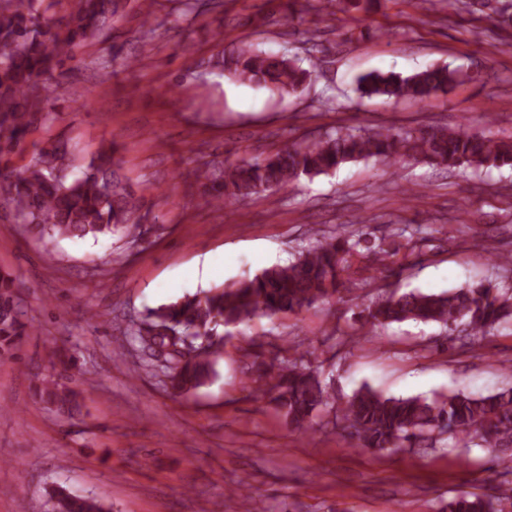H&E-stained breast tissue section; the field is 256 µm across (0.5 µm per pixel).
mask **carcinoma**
I'll use <instances>...</instances> for the list:
<instances>
[{
    "label": "carcinoma",
    "mask_w": 512,
    "mask_h": 512,
    "mask_svg": "<svg viewBox=\"0 0 512 512\" xmlns=\"http://www.w3.org/2000/svg\"><path fill=\"white\" fill-rule=\"evenodd\" d=\"M58 2L0 0V212L42 239H96L138 223V199L119 174L116 141L103 143L74 177L67 146L60 140H48L21 170L12 167L11 155L31 130L51 121L50 100L68 95L57 71L131 7L142 17L146 33H153V5L143 0H73L69 12L57 18L52 10ZM378 4L379 0H325L324 9L330 14H367ZM182 5L185 13L199 15L219 8L221 0H182ZM208 67L281 97L303 92L314 75V65L304 66L303 58L270 53L253 42L217 52ZM457 78V71L446 65L409 75L371 71L358 78V91L363 97L405 98L419 105L447 91ZM369 159L387 165L423 160L479 176L493 168H512V138L464 126L390 125L367 132L338 127L318 139L246 162L208 163L195 171V179L207 204L223 206L261 193L275 194L303 176L334 174L347 163ZM420 233L403 224L395 228L391 240L377 241L369 225L361 222L329 235L314 229V242L284 263L215 286L201 296L147 310V328L132 336L163 358L171 388L188 393L211 378L224 353L218 328L244 325L259 314L272 318L296 313L328 301L352 282L358 259L370 261L365 270L374 271L371 280L384 272L399 276L403 267L396 256L403 248H416ZM365 312L368 330L352 337L356 343L376 327L404 321L434 323L446 332L456 329L476 343L512 321V289L491 281L438 294L394 289L378 295ZM28 328L16 279L0 270V355L9 352ZM251 356V396L270 398L297 431L307 432L314 413L329 409L336 430L361 450L406 448L417 442L433 447L445 437L464 448L512 446V387L488 395L452 390L435 398H397L363 385L338 407L318 369L304 356L290 355L276 345L266 349L262 343L252 344ZM37 393L64 417L80 413V393L65 383L44 380ZM35 512H112V508L97 498L54 487L45 490ZM446 512H512V487H500L493 498L475 494L452 498Z\"/></svg>",
    "instance_id": "carcinoma-1"
}]
</instances>
